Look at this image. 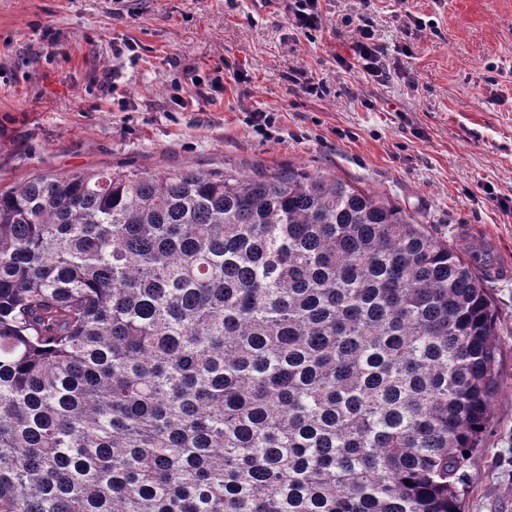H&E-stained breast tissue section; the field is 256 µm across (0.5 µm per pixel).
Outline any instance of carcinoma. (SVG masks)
<instances>
[{
    "mask_svg": "<svg viewBox=\"0 0 512 512\" xmlns=\"http://www.w3.org/2000/svg\"><path fill=\"white\" fill-rule=\"evenodd\" d=\"M484 277L290 169L0 189V512H462Z\"/></svg>",
    "mask_w": 512,
    "mask_h": 512,
    "instance_id": "cac0c4a2",
    "label": "carcinoma"
}]
</instances>
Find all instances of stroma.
Returning <instances> with one entry per match:
<instances>
[{"mask_svg":"<svg viewBox=\"0 0 512 512\" xmlns=\"http://www.w3.org/2000/svg\"><path fill=\"white\" fill-rule=\"evenodd\" d=\"M316 40L250 0H0V187L37 174L294 168L381 192L450 246L512 255V0H325ZM407 76L344 71L357 14ZM433 27L405 36L406 14ZM303 69L318 95L290 80ZM249 74L234 81L232 72ZM275 113L260 134L250 113ZM494 188L488 198L484 187ZM502 385L464 512H512V278L489 284Z\"/></svg>","mask_w":512,"mask_h":512,"instance_id":"35a3bbf8","label":"stroma"}]
</instances>
